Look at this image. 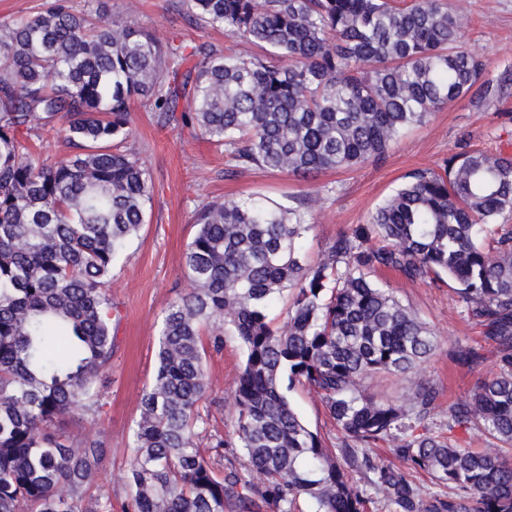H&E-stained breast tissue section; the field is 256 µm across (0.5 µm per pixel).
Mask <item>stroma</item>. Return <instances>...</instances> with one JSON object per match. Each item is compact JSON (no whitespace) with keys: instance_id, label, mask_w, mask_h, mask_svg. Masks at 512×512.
<instances>
[{"instance_id":"35a3bbf8","label":"stroma","mask_w":512,"mask_h":512,"mask_svg":"<svg viewBox=\"0 0 512 512\" xmlns=\"http://www.w3.org/2000/svg\"><path fill=\"white\" fill-rule=\"evenodd\" d=\"M450 11L463 16L466 46L488 61L486 80L501 85L500 96L475 102L464 98L434 112L422 125L400 137L381 162L352 170H327L305 182L286 173L253 168L228 174L223 148L178 123L161 125L140 102H132V133L126 148L146 159L154 185L147 221L124 258L114 266L109 292L117 318L112 323L114 356L111 370L102 377L104 406L97 420L63 419L74 432L101 439L104 454L98 490L112 496L113 512H122L127 500L126 475L132 454V434L139 417L140 397L152 381L156 338L164 310L186 295L183 256L197 227L192 211L213 199L245 200L262 194L274 200L306 193L318 194L315 223L308 235L306 259L313 262L340 233L367 223L382 201L420 169H434L450 154L480 149L512 155V0H446ZM105 16L144 28L158 40L179 35L188 42L225 45L223 31L188 23L178 11V0H100ZM434 331L438 347L422 365L420 376L440 393L441 405L428 424L449 436L460 448H480L484 436L476 429L449 428L448 402L469 397L476 385L496 370V342L484 327L470 319L459 301L454 283L439 280L412 284L393 273L377 275ZM472 351L479 362L459 363L458 354ZM244 360L236 337L225 336L221 351H208L206 366L211 388L201 411L208 414L200 450L218 469L249 476L237 448H218L216 437L231 432L234 389ZM288 398L306 425L330 447L341 448L345 435L330 418L319 397L295 386Z\"/></svg>"}]
</instances>
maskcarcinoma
Listing matches in <instances>:
<instances>
[{"instance_id": "obj_1", "label": "carcinoma", "mask_w": 512, "mask_h": 512, "mask_svg": "<svg viewBox=\"0 0 512 512\" xmlns=\"http://www.w3.org/2000/svg\"><path fill=\"white\" fill-rule=\"evenodd\" d=\"M190 20L264 51L164 44L105 17L93 0H47L0 25V512H112L93 496L103 443L56 425L75 407L102 408L112 366V268L146 223L149 168L121 149L130 103L191 126L224 147L234 170L309 179L386 157L402 133L442 106L497 88L484 57L461 42L444 0H181ZM192 62L185 67L186 62ZM73 152L52 159L28 139ZM310 195L197 206L184 254L190 292L165 311L152 383L142 393L124 512H367L347 468L374 473L393 512H512V156L451 154L409 176L314 263ZM447 276L469 316L498 344V371L448 404V429L473 426L487 446L456 448L431 432L440 393L418 383L406 402L364 382L407 378L437 348L432 330L373 277ZM292 295L287 319L271 307ZM236 336L245 361L234 394L233 445L257 481L224 473L200 450L207 350ZM317 393L344 431L342 456L283 390ZM396 442L398 466L358 461L355 447ZM438 491L418 492L412 472Z\"/></svg>"}]
</instances>
